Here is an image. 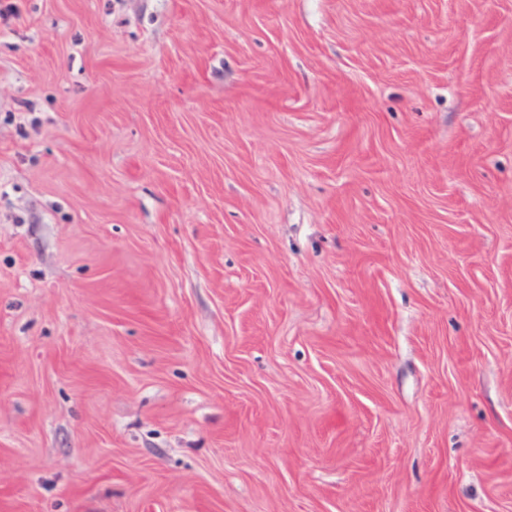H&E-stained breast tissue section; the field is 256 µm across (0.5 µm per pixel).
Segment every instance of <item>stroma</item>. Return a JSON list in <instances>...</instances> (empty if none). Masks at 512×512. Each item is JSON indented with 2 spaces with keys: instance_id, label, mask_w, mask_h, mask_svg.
Returning <instances> with one entry per match:
<instances>
[{
  "instance_id": "stroma-1",
  "label": "stroma",
  "mask_w": 512,
  "mask_h": 512,
  "mask_svg": "<svg viewBox=\"0 0 512 512\" xmlns=\"http://www.w3.org/2000/svg\"><path fill=\"white\" fill-rule=\"evenodd\" d=\"M0 512H512V0H0Z\"/></svg>"
}]
</instances>
